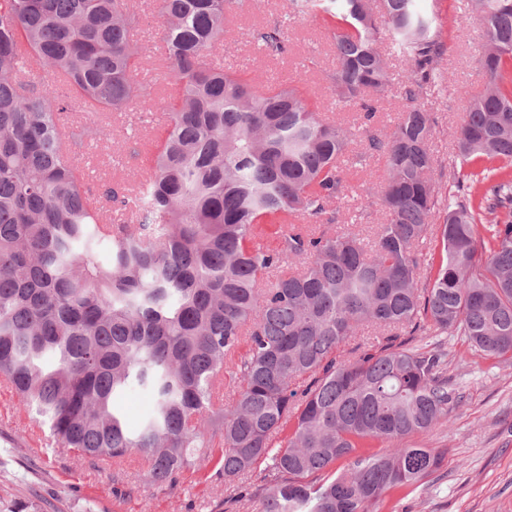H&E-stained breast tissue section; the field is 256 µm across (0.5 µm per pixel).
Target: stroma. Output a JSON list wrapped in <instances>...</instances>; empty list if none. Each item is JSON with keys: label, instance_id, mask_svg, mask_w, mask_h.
<instances>
[{"label": "stroma", "instance_id": "stroma-1", "mask_svg": "<svg viewBox=\"0 0 512 512\" xmlns=\"http://www.w3.org/2000/svg\"><path fill=\"white\" fill-rule=\"evenodd\" d=\"M421 6L436 16L449 46L446 65L422 98L434 121L430 150L440 174L436 185L445 193L449 185L444 174L457 161L456 129L485 87L479 63L485 33L471 0H421ZM275 24L286 28L289 47L287 54L269 57L251 34ZM161 28L154 6L137 10L133 38L151 54L137 80L151 88L159 114L166 113L171 93L160 60ZM331 36L323 13L290 16L279 0H251L228 25L215 61L261 89L294 85L322 117L354 130L359 126L356 110L339 104L329 79L336 67ZM112 125L116 142L111 152L95 153L93 167L101 178L135 181L144 170L136 142L151 137L152 123L131 106L113 113ZM345 172L360 210L350 216L347 203H340L332 229L372 240L385 221L380 201L384 163L377 157L351 161ZM423 343L446 353L448 383L461 401L443 425L408 439L409 444L444 451L443 467L403 497L396 510L385 507L381 512H512V364L473 355L457 335L432 334ZM44 439L27 411L0 397V512H261L262 490L274 479L263 462L239 489L225 487L214 461L203 455L176 484H147L137 465L102 468L75 451L45 446Z\"/></svg>", "mask_w": 512, "mask_h": 512}]
</instances>
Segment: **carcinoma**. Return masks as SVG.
I'll use <instances>...</instances> for the list:
<instances>
[{"instance_id": "obj_1", "label": "carcinoma", "mask_w": 512, "mask_h": 512, "mask_svg": "<svg viewBox=\"0 0 512 512\" xmlns=\"http://www.w3.org/2000/svg\"><path fill=\"white\" fill-rule=\"evenodd\" d=\"M244 6L157 0L178 103L147 171L104 185L130 214L110 230L81 156L112 139V125H72L65 137L62 123L77 103L151 111L134 80L132 0H0V381L62 447L115 464L135 455L149 482L175 480L217 436L228 486L271 461L278 478L263 512H372L440 470L445 453L406 438L460 400L445 355L399 334L428 324L485 359L512 360V0H473L488 85L457 129L445 198L420 99L447 47L420 0H381L376 13L369 0H289L328 15L331 83L338 102L363 111L356 158L384 161L387 222L369 246L311 228L336 223L350 197L352 134L295 87L258 94L214 63ZM383 37L413 62L386 134L372 128L392 84ZM252 38L268 55L288 52L280 25ZM36 70L71 95L33 81ZM433 230L441 256L423 264L417 246ZM290 259L301 267L281 272ZM371 330L390 335L338 354ZM226 377L236 393L227 405ZM132 388L154 398L134 431L112 406ZM342 459L345 472L316 482Z\"/></svg>"}]
</instances>
